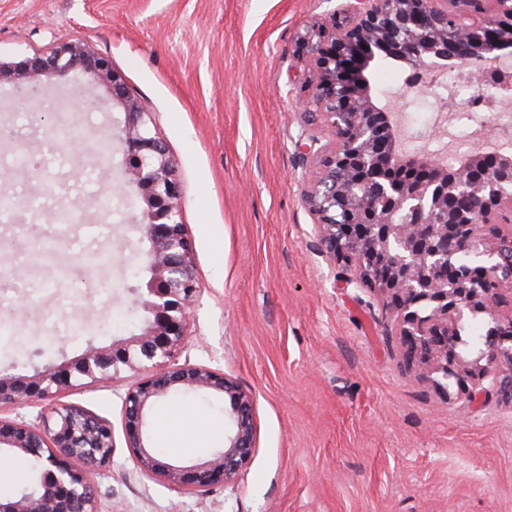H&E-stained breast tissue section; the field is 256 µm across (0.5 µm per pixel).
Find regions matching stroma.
Returning <instances> with one entry per match:
<instances>
[{
	"instance_id": "1",
	"label": "stroma",
	"mask_w": 512,
	"mask_h": 512,
	"mask_svg": "<svg viewBox=\"0 0 512 512\" xmlns=\"http://www.w3.org/2000/svg\"><path fill=\"white\" fill-rule=\"evenodd\" d=\"M345 0H0V61L18 64L81 44L110 60L149 113L184 187L200 292L181 357L223 369L254 396L257 448L237 481L181 493L142 475L122 433L131 371L65 391L61 402L109 420L116 448L95 479L99 512H512V401L482 406L436 389L408 366L379 290L353 288L349 268L322 250L303 201L311 158L296 143L312 134L297 105L309 75L302 45L317 25L344 21ZM405 69L383 70L377 92L403 103L408 134L440 147L432 129L448 114L454 139L473 132L470 113L438 88L409 94ZM80 74L51 76L20 98L0 79V369L25 373L83 354L95 341L138 333L133 289L148 249L136 229L134 190L113 193L124 167L119 143L94 148L120 119L108 84L99 106L46 122L55 96ZM47 152L38 172L18 168L13 144ZM56 178L61 192L38 190ZM87 203L62 224V201ZM107 211H98V200ZM66 243L62 263L34 261L35 240ZM106 252L93 279L88 257ZM151 416L163 457L194 460L224 443V404L203 395L159 401Z\"/></svg>"
}]
</instances>
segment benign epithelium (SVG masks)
I'll return each mask as SVG.
<instances>
[{
  "instance_id": "benign-epithelium-1",
  "label": "benign epithelium",
  "mask_w": 512,
  "mask_h": 512,
  "mask_svg": "<svg viewBox=\"0 0 512 512\" xmlns=\"http://www.w3.org/2000/svg\"><path fill=\"white\" fill-rule=\"evenodd\" d=\"M348 19L319 25L304 42L311 75L299 101L327 131L298 147L318 168L304 190L320 245L352 268L346 284L389 298L408 363L431 368L435 387L469 400L495 393L512 400V303L499 276L512 241V149L479 148L448 163L410 148L390 103L366 76L386 45L414 76L467 71L479 91L512 89V0H349ZM87 76L71 88L72 111L92 104L106 82L124 114L116 127L129 164L116 190L134 186L143 202L137 230L148 242V277L134 288L139 333L110 346L87 342L83 355L29 374L0 370V406L46 402L37 422L0 416V457L21 454L39 468L38 492L0 498V512H99L94 477L112 463V424L58 395L80 379L96 383L123 370L138 374L123 398L122 427L134 466L179 492L205 493L234 483L257 444L253 396L224 371L180 362L199 291L196 252L181 219L183 186L166 143L154 134L124 76L104 57L62 44L13 69L23 95L53 74ZM488 322L485 344L460 350L463 328ZM201 393L224 401V444L190 463L161 457L150 415L163 398Z\"/></svg>"
}]
</instances>
